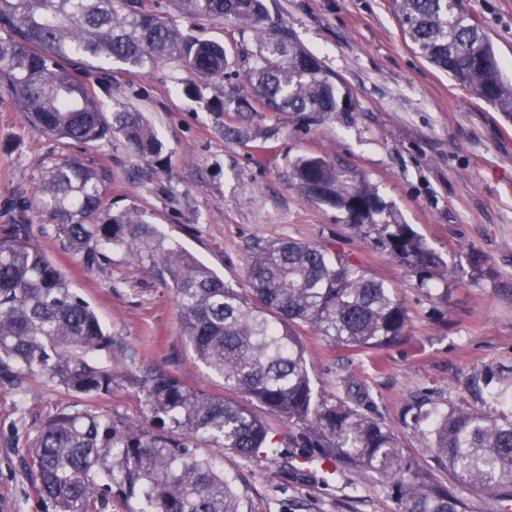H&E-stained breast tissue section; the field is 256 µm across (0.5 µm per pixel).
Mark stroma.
<instances>
[{
  "instance_id": "1",
  "label": "stroma",
  "mask_w": 512,
  "mask_h": 512,
  "mask_svg": "<svg viewBox=\"0 0 512 512\" xmlns=\"http://www.w3.org/2000/svg\"><path fill=\"white\" fill-rule=\"evenodd\" d=\"M184 33L227 49L252 44L251 31L230 19L182 12L175 0H142ZM273 22L288 29L355 98L357 111L306 124L289 112L222 111L242 87L233 74L200 95L184 89L176 62L144 71L97 62L84 79L104 112L126 105L145 112L165 146L163 165L146 164L118 135L90 143L56 140L30 128L13 94L0 87V235L30 225L33 241L67 274L111 330L130 371H163L186 386L222 394L224 382L196 358L179 331L173 293L121 253L86 267L64 248L53 224L30 205L35 187L54 166L76 159L94 169L113 210L136 209L223 276L247 286L252 249L281 240L314 243L346 255L366 273L397 289L409 317L397 345L365 351L337 347L307 327L296 333L314 388L333 397L353 375L369 389L368 412L400 439L402 451L430 477L465 496L469 512H499L483 494L465 492L437 465L408 413L418 397L431 407L468 401L473 368L512 365V120L474 98L416 54L399 26L393 0H266ZM490 37L512 78V0H463ZM327 156L364 174L425 245L441 259L428 295L415 268L376 247L336 210L308 201L293 185L291 161ZM485 263L473 269L470 252ZM447 297H439V290ZM264 417L277 455L246 459L200 443L235 482L245 512H399L391 485L337 464L330 478L300 466L288 445L287 421ZM88 410L106 415L116 431L145 428L137 392L116 380L103 396L68 393L20 373L0 383V512H54L29 474V445L48 417Z\"/></svg>"
}]
</instances>
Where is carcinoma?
Segmentation results:
<instances>
[{
  "label": "carcinoma",
  "mask_w": 512,
  "mask_h": 512,
  "mask_svg": "<svg viewBox=\"0 0 512 512\" xmlns=\"http://www.w3.org/2000/svg\"><path fill=\"white\" fill-rule=\"evenodd\" d=\"M416 53L476 99L512 119V82L493 43L461 0H393ZM204 18H232L255 34L237 50L249 93L233 96L239 112H293L306 123L356 111V102L312 53L269 23L265 0H178ZM218 42L199 41L137 6V0H0V83L7 85L37 132L89 144L123 137L141 159L160 163L164 144L144 113L123 105L106 117L79 79L88 60L143 70L174 59L198 94L224 77L233 57ZM294 186L329 206L366 239L422 272L440 259L365 175L327 156L290 163ZM31 206L57 225L67 248L92 268L114 252L149 269L172 289L180 332L225 388L283 418L290 448H324L328 456L390 483L400 512H466L414 467L397 435L362 403L329 398L311 381L296 327H309L350 350L387 348L408 329L396 290L345 256L290 240L255 249L250 285L224 283L179 241L143 213L104 206L98 174L74 160L51 168ZM112 333L72 288L66 273L40 250L29 225L0 238V377L16 370L77 395H108L125 377L142 396L151 428L121 435L104 416L58 412L29 446L30 472L55 512H96L94 475H119L129 497L149 512H244L232 482L210 457L192 452L206 441L244 458L278 449L267 424L246 405L183 385L175 376L121 370ZM470 406L451 404L427 416L423 435L435 461L466 488L487 493L512 512V366L473 370Z\"/></svg>",
  "instance_id": "obj_1"
}]
</instances>
